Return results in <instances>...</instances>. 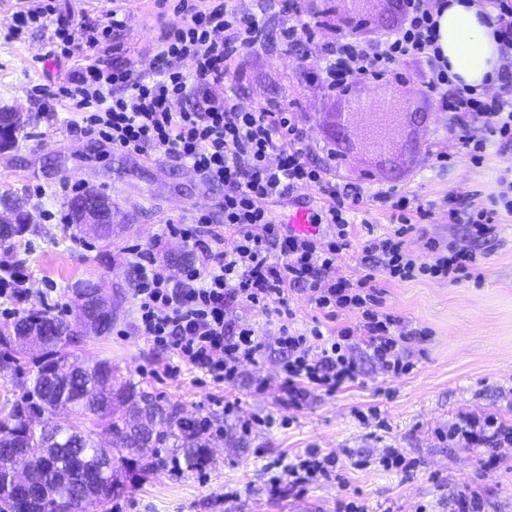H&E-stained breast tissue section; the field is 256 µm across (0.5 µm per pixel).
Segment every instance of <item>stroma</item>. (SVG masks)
Instances as JSON below:
<instances>
[{"mask_svg": "<svg viewBox=\"0 0 512 512\" xmlns=\"http://www.w3.org/2000/svg\"><path fill=\"white\" fill-rule=\"evenodd\" d=\"M37 3L0 0V109L30 118L16 145L0 151V197L24 199L30 224L25 234L0 245V269L19 268L30 297L22 305L0 298V327L33 309L75 319L77 299L71 286L80 279L93 280L112 294V326L67 346L70 357L90 365L111 361L121 376L163 402L181 406L185 416L211 420L213 429L224 432L211 442V462L201 470L172 472L166 462L174 449H159V465L143 479L125 481L112 500V512H336L338 501L348 495L364 499L372 512H418L422 504L431 512H453L452 497L466 482L489 501L492 512H512V444L497 449L496 465L479 474L478 449L448 439L449 425L466 412L493 413L512 427V218L497 225L493 237L475 241L462 225L446 222L437 211L422 234L409 239V248L419 254L431 238L475 250L477 277L452 285L426 278L395 282L376 275L374 284L387 311L402 327L428 332L418 343L427 358L410 374L383 378L363 358L360 383L333 394L313 391L295 410L285 404L281 358L274 348L261 368L242 366L231 384L200 382L189 372L176 378L149 376L164 356L135 334L131 302L136 271L128 249L152 246L162 225L172 221L206 214L222 223L224 190L175 161L104 149L95 138L71 129L68 104L46 110L44 88L62 82L77 61L55 54L45 30L30 28L13 36L16 12ZM58 6L76 28L107 24L108 11L119 10L125 26L112 34L115 56L145 76L157 71L163 31L181 21L173 6L159 8L156 0H58ZM236 6L263 21L257 44L237 60L243 72L237 87L240 106L292 103L308 142L328 144L326 129L347 105L342 98L324 95L304 76L319 68L327 32H316L307 42L308 58L301 65L281 47L287 17L280 0H236ZM360 93L367 101L358 116L362 133L378 122L383 109L403 113L424 108L393 84H373ZM447 125V115L435 112L418 134L403 124L394 127V171L382 166L364 140L337 169L365 182L387 178L403 184L423 203L441 201L451 190L463 192L474 204L486 203L499 172L512 169V147L491 153L480 168H430L425 148L443 144ZM88 189L113 202L118 223L109 239L59 221L69 213L77 191ZM228 402L235 405L236 417H225ZM267 414L274 418L270 425L249 432L238 425ZM390 444L419 461L416 473L406 477L375 466L356 467V460L378 456ZM310 447L339 456L351 452L354 462L345 469L344 484L324 481L301 496L284 486L270 490L268 471L274 463ZM230 489L238 497L228 502L224 493Z\"/></svg>", "mask_w": 512, "mask_h": 512, "instance_id": "obj_1", "label": "stroma"}]
</instances>
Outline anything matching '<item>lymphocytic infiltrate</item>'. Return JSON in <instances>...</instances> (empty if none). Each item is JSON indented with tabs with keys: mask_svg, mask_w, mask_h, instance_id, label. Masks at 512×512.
Here are the masks:
<instances>
[{
	"mask_svg": "<svg viewBox=\"0 0 512 512\" xmlns=\"http://www.w3.org/2000/svg\"><path fill=\"white\" fill-rule=\"evenodd\" d=\"M494 27L499 45L495 93L460 83L451 75L438 45V19L450 0H403L390 26L364 28L349 35L337 26L334 12L304 0H285L290 18L281 35L288 52L299 51L305 34L325 28L318 77L323 90L338 96L370 81L393 82L448 115V144L428 149L433 167L445 169L467 160L482 165L488 148L512 145V0H469ZM181 25L163 32L157 58L161 68L147 78L105 62L114 30L83 26L70 31L55 4L45 0L21 12L22 27L49 30L65 56L87 57L57 89L46 90L48 106L74 101L73 128L111 148L131 154L172 158L190 165L210 184L223 187L224 221L209 216L166 224L163 235L191 248L196 259L172 277L154 250L131 249L137 271L134 326L147 344L163 351L164 376L199 372L214 381L235 380L240 366L260 367L270 346L282 359L283 386L289 407H299L309 388L334 393L358 383L362 370L354 357L363 351L378 370L397 377L414 368L409 348L417 330L402 328L386 312L375 272L392 281L430 278L460 283L476 269L472 251L430 240L419 257L406 240L416 220H427L424 207L397 184H360L335 172L338 147L314 152L297 113L284 105L246 110L226 79H240L236 56L253 47L261 33L256 18L241 14L233 0H181ZM193 63L185 73L184 60ZM305 186L322 205L312 221L330 227L328 240L283 231L267 204ZM449 223L465 225L469 235L487 238L496 224L512 217V169L497 177L486 204L464 203L457 191L443 198ZM387 214L392 225L378 231L371 211ZM232 247H225V238ZM280 262H271L272 253ZM354 253L365 273L357 279L335 278L336 263ZM306 293L319 311L311 324L297 325L290 304L293 292ZM238 303L275 317L274 342L259 336L250 323L225 318ZM352 312L353 326L337 325L340 313ZM449 441L471 448L512 443V428L494 415L461 416L448 429ZM344 462L333 453L307 448L281 466L268 484H289L296 492L322 480H342Z\"/></svg>",
	"mask_w": 512,
	"mask_h": 512,
	"instance_id": "obj_1",
	"label": "lymphocytic infiltrate"
}]
</instances>
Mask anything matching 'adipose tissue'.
Wrapping results in <instances>:
<instances>
[{"label":"adipose tissue","mask_w":512,"mask_h":512,"mask_svg":"<svg viewBox=\"0 0 512 512\" xmlns=\"http://www.w3.org/2000/svg\"><path fill=\"white\" fill-rule=\"evenodd\" d=\"M451 74L472 86H482L499 66L498 45L474 6L454 0L439 19V41Z\"/></svg>","instance_id":"obj_1"}]
</instances>
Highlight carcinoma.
Wrapping results in <instances>:
<instances>
[{"instance_id":"cac0c4a2","label":"carcinoma","mask_w":512,"mask_h":512,"mask_svg":"<svg viewBox=\"0 0 512 512\" xmlns=\"http://www.w3.org/2000/svg\"><path fill=\"white\" fill-rule=\"evenodd\" d=\"M24 127L21 116L0 112V128L10 137ZM110 207V198L90 190L71 204L70 219L85 224L88 207ZM13 223L0 229V243L28 231L26 217L16 205L4 204ZM43 337L45 356L23 381L20 398L0 396V512H111L119 489L112 450L95 440L93 427L112 434L113 447L127 451L142 470L153 465L158 448L167 442L179 449L185 468L195 470L209 461V438L182 408L164 404L130 379L110 394L99 390L100 379L119 378L110 362L85 365L61 354L77 341L78 326L46 311H32L0 335V345L16 336ZM30 449L28 483L40 488L36 499L8 483L13 449Z\"/></svg>"}]
</instances>
